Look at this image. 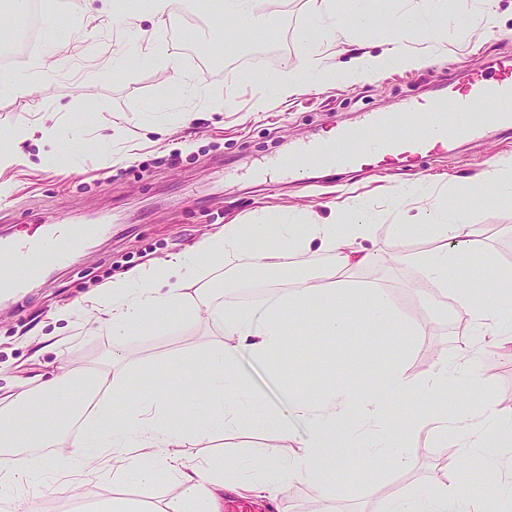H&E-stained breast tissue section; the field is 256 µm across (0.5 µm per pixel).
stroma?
<instances>
[{"instance_id":"1","label":"stroma","mask_w":512,"mask_h":512,"mask_svg":"<svg viewBox=\"0 0 512 512\" xmlns=\"http://www.w3.org/2000/svg\"><path fill=\"white\" fill-rule=\"evenodd\" d=\"M50 40L64 45L52 70L41 59L16 70L0 68V138L22 122L55 114L54 165H42L38 146H22L23 163L9 170L13 191L0 202V237H42L61 223L109 225L106 235L90 238L77 260L55 265L0 302V386L15 391L34 388L53 363L65 361L78 371L109 362L113 354L130 362L126 375L132 395L147 394L152 383L136 367L165 360L171 392L184 413L194 414L195 388L182 379L186 354L203 350L216 330L202 319L172 314L160 325L122 339L92 329L93 296L105 295L103 279L154 268L168 255L190 249L224 225L239 230L242 257L216 263L207 276L216 302L225 308H261L284 292L272 276H254L249 257L258 243L252 226L269 215L313 211L329 216L333 206L356 201L374 216L366 246L375 255L364 267L337 277L340 288L357 296L380 289L393 300L412 336L386 332L371 336L307 335L291 350L292 371L272 373L250 348H242L236 368L267 402L283 410L289 390H322L345 380L362 384L400 368L420 385L439 355L456 361L464 351L477 357L476 371H460L449 404L468 403L482 421L485 403L512 414V349L490 344L482 326L453 317L456 303L443 291L423 286L419 270L393 263L397 253L413 254L441 246L439 230L420 227L400 237L393 231L400 212L390 207L403 191L414 190L413 207L444 205L449 180H462L512 165V133L457 142L436 149L416 163L387 161L339 172L312 171L305 179L260 175L261 161L287 154L333 128L355 125L361 113L397 111L401 100L439 94L450 79L469 68L488 67L512 55V0H498L494 22L482 18L480 0H440L441 42L417 30L409 44L425 58L423 65L392 66L380 76L355 85L325 84L280 99L273 80L292 71L303 52L314 0H278L258 30L226 25L222 45L204 36L213 23L214 4L190 10L176 0L164 22L141 14L135 26L117 19L86 25L79 0H38ZM159 42L163 58L146 56V39ZM222 55L223 75L204 73L202 54ZM232 107H225V98ZM268 109H252L255 98ZM190 112L179 124L181 112ZM107 133L104 146L91 145L95 133ZM480 238V260L512 270V204L493 197L472 203ZM472 435L438 436L425 427L403 453L408 470L372 467L362 451L351 454L345 477L325 489L293 481L273 494L242 499L245 512H375L394 489L408 496L437 489L443 481L436 462L461 464L467 479L487 475L489 466L471 448ZM275 436L253 431H212L188 448L199 461L217 457L248 460L259 448L276 444ZM38 491L26 494L28 512H92L111 498L160 512L179 498L173 479L143 488L129 479L113 485L104 469L88 473L71 491H61L52 474L39 471Z\"/></svg>"}]
</instances>
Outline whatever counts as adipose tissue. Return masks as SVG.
Wrapping results in <instances>:
<instances>
[{
  "label": "adipose tissue",
  "instance_id": "adipose-tissue-1",
  "mask_svg": "<svg viewBox=\"0 0 512 512\" xmlns=\"http://www.w3.org/2000/svg\"><path fill=\"white\" fill-rule=\"evenodd\" d=\"M420 5V14L402 12L389 18L381 31L387 44L381 53L365 52L349 64L332 69L320 67L316 57L306 55L296 69L277 81L278 93L286 97L327 81L356 85L390 65L419 66L420 56L412 54L406 43L417 29L418 16L435 18L437 0H420ZM346 36L347 29L339 21L332 0H319L304 41L322 43L331 52ZM447 194L454 200L450 210H425L416 215L414 222L395 227L403 236L417 223L439 226L445 247L400 253L395 260L417 267L428 286L460 296L464 293L461 271L466 265L461 246L474 221L470 202L492 195L511 203L512 169L478 175L464 183L449 181ZM253 229L264 241L252 257L257 271L277 273L298 266L305 263L313 249L327 255L330 262L297 275L289 293L263 311L224 309L212 302L202 281L214 259L231 264L240 257L236 228L228 224L151 270L113 280L108 289L110 301L96 318L98 328L121 337L142 328L149 316L159 318L166 312L179 311L191 318L205 313L219 337L194 358L188 374L196 388L200 416L189 421L175 415L168 377L161 364L148 371L154 389L137 398L127 395L124 369H95L84 377L63 361L49 378L39 382L36 390L17 394L0 387V502L16 506L17 487L32 482L35 473L25 454L29 448L51 449V456L42 466L68 488L93 461L95 456L86 447L95 439L103 447L100 456L113 481L132 476L150 487L163 474L183 487L181 497L169 504V512H221L228 487L248 494L258 484L274 487L292 480L312 481L327 474H343L347 450L357 440L358 427L363 423L373 427L367 450L370 461L378 465L387 460L399 469L409 465L402 447L427 422H435L443 433L451 428L475 432L469 409L453 415L447 411L455 371L444 360L438 361L418 388L394 368L371 387L292 395L286 412L268 410L237 372L236 360L241 347L247 345L271 369H279L278 351L285 335L283 313H291L303 323L310 311H319V327L326 336L347 334L355 321L366 333L388 330L407 336L411 330L399 322L383 292H373L356 305L348 290L331 286L337 272L373 258L361 246L373 230V220L365 207L341 205L322 221L310 212L299 214L293 223L274 217L258 221ZM489 273L494 285L500 286V293L478 306L463 304L462 309L476 322L501 321L502 333L507 336L512 334V273L494 266ZM63 394L72 398L65 410L57 402ZM313 408L318 415L310 424L308 437H301L288 420L303 417ZM74 421L81 422L82 431L67 433V425ZM242 426L271 431L279 437L278 444L260 449L255 459V481L242 480L237 463H201L178 453L179 448L196 444L213 429ZM464 483L463 474L458 472L451 484L441 486L427 499L411 500L395 493L386 504V512H482L481 506H470Z\"/></svg>",
  "mask_w": 512,
  "mask_h": 512
}]
</instances>
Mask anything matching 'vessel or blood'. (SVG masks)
Here are the masks:
<instances>
[{
    "label": "vessel or blood",
    "instance_id": "obj_1",
    "mask_svg": "<svg viewBox=\"0 0 512 512\" xmlns=\"http://www.w3.org/2000/svg\"><path fill=\"white\" fill-rule=\"evenodd\" d=\"M511 129L512 62L504 60L492 71H474L464 81L450 82L438 97L406 100L397 112L367 113L360 129H339L332 145L304 144L282 166L298 176L313 163L349 170L365 155L409 163L427 152L428 139L449 144ZM79 236V229L61 224L37 240H1L0 288L24 287L43 262H73Z\"/></svg>",
    "mask_w": 512,
    "mask_h": 512
}]
</instances>
